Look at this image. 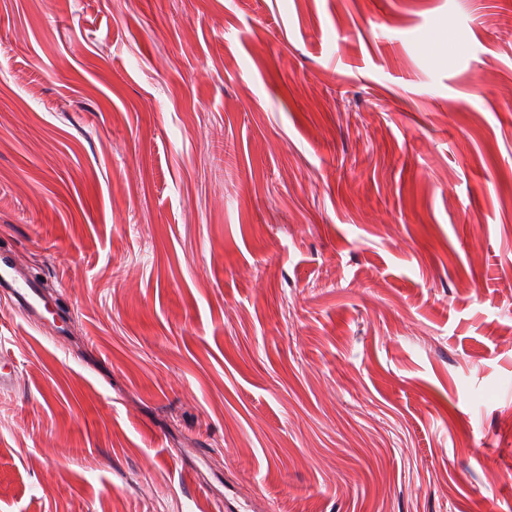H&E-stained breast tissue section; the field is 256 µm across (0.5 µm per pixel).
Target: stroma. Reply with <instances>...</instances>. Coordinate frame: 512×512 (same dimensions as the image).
Returning <instances> with one entry per match:
<instances>
[{
  "label": "stroma",
  "mask_w": 512,
  "mask_h": 512,
  "mask_svg": "<svg viewBox=\"0 0 512 512\" xmlns=\"http://www.w3.org/2000/svg\"><path fill=\"white\" fill-rule=\"evenodd\" d=\"M0 512H512V0H0ZM0 291L7 294L17 308L37 313L42 318L47 302L40 281L20 267L16 254L10 250L0 251Z\"/></svg>",
  "instance_id": "35a3bbf8"
}]
</instances>
